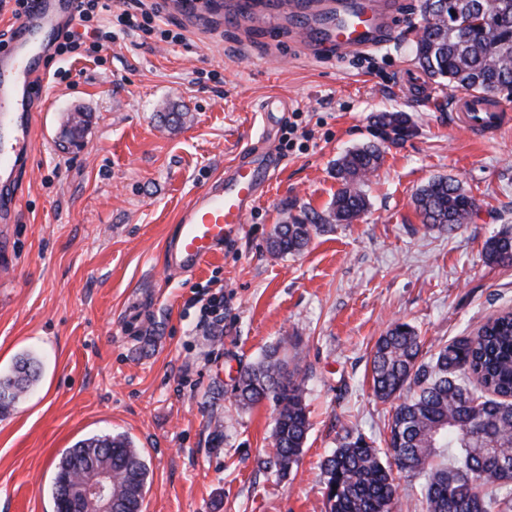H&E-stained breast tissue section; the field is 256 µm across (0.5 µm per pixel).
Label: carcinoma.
I'll return each instance as SVG.
<instances>
[{"label": "carcinoma", "instance_id": "1", "mask_svg": "<svg viewBox=\"0 0 512 512\" xmlns=\"http://www.w3.org/2000/svg\"><path fill=\"white\" fill-rule=\"evenodd\" d=\"M421 0L413 52L423 73L462 91L484 96L496 84L512 85V0H451L448 22ZM373 126L378 141L347 151L336 160L342 182L327 213L303 211L275 226L267 248L295 254L312 234L332 223H351L366 208L362 190L383 163L380 143L412 135L405 112H382ZM422 224L450 233L468 223L476 199L457 181L437 177L414 197ZM486 259L512 265V228L488 238ZM413 326L396 322L380 336L371 358L375 395L391 403L385 449L361 433H346L323 463L326 512H395L399 486L382 457L403 471L425 477V512H512V311L487 319L472 336H459L429 358ZM37 362L19 360L0 377V412L13 407L36 384ZM236 397L241 407L275 403L274 455L267 464L283 474L298 464L309 429L305 378L288 368L277 350L240 372ZM93 462L112 468L116 512H142L148 471L141 452L123 435L92 437L68 449L56 465L53 500L68 509L65 482L87 474Z\"/></svg>", "mask_w": 512, "mask_h": 512}]
</instances>
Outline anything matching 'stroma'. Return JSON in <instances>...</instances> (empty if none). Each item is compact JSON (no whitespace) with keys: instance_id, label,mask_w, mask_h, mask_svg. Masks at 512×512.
<instances>
[{"instance_id":"obj_1","label":"stroma","mask_w":512,"mask_h":512,"mask_svg":"<svg viewBox=\"0 0 512 512\" xmlns=\"http://www.w3.org/2000/svg\"><path fill=\"white\" fill-rule=\"evenodd\" d=\"M399 28L350 56L305 50L279 9L193 31L154 0L157 24L184 36H121L97 53L46 58V109L0 214V375L34 357L37 386L0 414V512H54L56 464L77 442L123 434L149 468L144 512H325L321 462L346 432L388 436L390 404L372 391L376 340L393 323L426 345L476 333L512 309V266L483 244L512 227V125L487 140L459 127L413 61L420 0H397ZM410 74L428 97L401 85ZM408 113L413 133L384 147L357 220L274 256L275 225L324 212L335 161L372 141L373 117ZM81 112L77 145L63 124ZM314 130L289 140V124ZM271 147L280 165L246 231L201 270L166 267L178 215L206 186ZM438 176L478 213L455 232L424 228L413 203ZM224 296V327L198 323L191 298ZM297 351L311 428L280 476L275 406L235 402L243 369L274 348Z\"/></svg>"}]
</instances>
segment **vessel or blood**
Masks as SVG:
<instances>
[{
  "mask_svg": "<svg viewBox=\"0 0 512 512\" xmlns=\"http://www.w3.org/2000/svg\"><path fill=\"white\" fill-rule=\"evenodd\" d=\"M76 0H34L12 28V41L0 52V209L15 208L16 178L31 154L35 114L43 104L36 89L42 80L38 59L54 39L76 22ZM394 32L388 0H341L330 21L329 40L337 53L375 46ZM450 107L467 131L488 137L512 123V110L487 103L481 94H456ZM276 162L261 152L231 169L224 179L201 190L182 210L168 244L171 269L196 272L225 242L245 230V217L260 197Z\"/></svg>",
  "mask_w": 512,
  "mask_h": 512,
  "instance_id": "vessel-or-blood-1",
  "label": "vessel or blood"
}]
</instances>
